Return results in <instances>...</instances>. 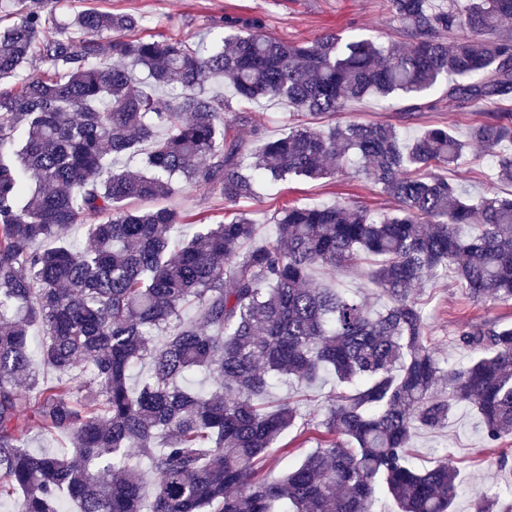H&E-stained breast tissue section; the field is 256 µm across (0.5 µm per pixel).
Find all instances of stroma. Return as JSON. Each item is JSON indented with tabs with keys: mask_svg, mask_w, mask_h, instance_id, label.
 Masks as SVG:
<instances>
[{
	"mask_svg": "<svg viewBox=\"0 0 512 512\" xmlns=\"http://www.w3.org/2000/svg\"><path fill=\"white\" fill-rule=\"evenodd\" d=\"M96 7L103 11L132 12L143 19L139 31L145 38L178 35L197 42L222 33L228 20L257 29L262 34L283 40H314L341 31L350 35L372 36L381 41L399 39V24L389 0H57L55 14L66 20L77 12ZM256 123L266 135L278 136L297 125L299 116L287 103L261 101L252 106ZM345 119L359 122L400 123L404 135H412L427 125L452 124L456 134H465L475 120L472 112L449 111L447 103L437 109L418 113L400 122L398 107L383 108L373 99L351 103ZM449 182L476 197L492 190L512 195V184L496 181L493 158L481 147H473L458 165L445 170ZM274 199L245 200L241 206L250 210L257 225L258 239L272 232L271 216L282 203L341 202L380 213L391 210L393 201L372 180L351 173L338 174L317 181L292 180L276 185ZM166 204L181 214L207 218L215 223L224 218V201L204 187L185 185ZM424 303L426 323L432 346L444 366L467 363L468 354L456 340L458 331L467 326L494 320L512 325V303L489 306L464 300L454 277L416 289ZM419 468L433 466L441 456H448L457 468L462 493L455 502L456 512H470L472 491L488 485L512 487V439L488 447L483 439L478 415L459 407L448 425L438 433L416 430L412 440Z\"/></svg>",
	"mask_w": 512,
	"mask_h": 512,
	"instance_id": "stroma-1",
	"label": "stroma"
}]
</instances>
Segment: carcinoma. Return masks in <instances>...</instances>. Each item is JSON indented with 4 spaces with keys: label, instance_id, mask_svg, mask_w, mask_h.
Instances as JSON below:
<instances>
[{
    "label": "carcinoma",
    "instance_id": "1",
    "mask_svg": "<svg viewBox=\"0 0 512 512\" xmlns=\"http://www.w3.org/2000/svg\"><path fill=\"white\" fill-rule=\"evenodd\" d=\"M17 2L0 27V493L13 512L64 501L76 512H373L382 492L398 512H454L457 469L446 457L415 469L413 431L439 432L467 405L488 445L512 438V327L459 332L471 358L447 369L414 290L451 268L464 298L512 301V198L475 199L440 174L476 144L512 182V153L500 152L512 144V37L500 32L512 0H391L402 40L387 44L235 32L207 52L138 37L134 14L90 8L59 22L56 0ZM138 66L170 91L165 103ZM444 79L448 111L498 107L464 139L447 125L406 138L394 124L338 121L268 140L248 111L266 98L334 117L356 100L405 99L410 118L437 108L424 97ZM211 81L236 102L209 95ZM141 147L142 169H108ZM353 160L392 212L286 204L275 235L255 243L238 204L257 184L324 179ZM176 180L223 197L224 220L132 205L169 197ZM473 222L479 234L461 236ZM77 226L84 249L69 242ZM347 266L367 269L390 305L373 313L333 287ZM326 372L340 391L317 448L268 480L267 449L301 418L296 402L267 401L273 385ZM192 375L209 389L185 386ZM32 432L65 437L69 451L27 449ZM130 448L155 475L147 504ZM500 502L478 490L472 510Z\"/></svg>",
    "mask_w": 512,
    "mask_h": 512
}]
</instances>
